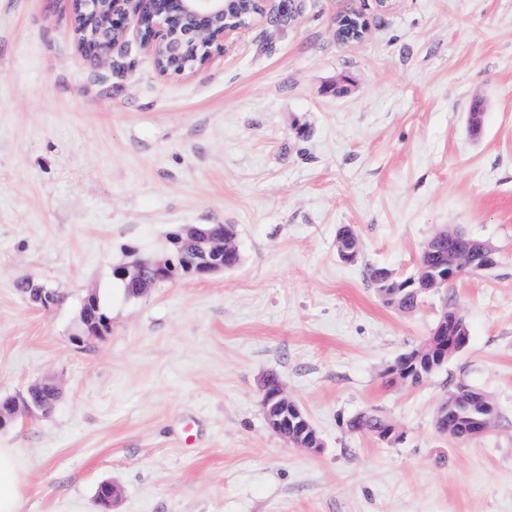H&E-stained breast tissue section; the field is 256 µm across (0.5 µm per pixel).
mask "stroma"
I'll return each mask as SVG.
<instances>
[{"label": "stroma", "instance_id": "stroma-1", "mask_svg": "<svg viewBox=\"0 0 512 512\" xmlns=\"http://www.w3.org/2000/svg\"><path fill=\"white\" fill-rule=\"evenodd\" d=\"M281 0L223 54L166 77L134 37L122 72L81 52L64 0H0V397L49 381L45 414L18 417L24 512H512V0ZM362 8L369 35L336 38ZM483 106L479 132L469 109ZM182 224H231L240 262L125 295L132 253L164 255ZM356 228V261L336 231ZM498 261L425 295L408 315L366 280L411 275L442 228ZM25 276L61 295L41 308ZM111 331L76 342L88 294ZM452 295L465 350L419 385L396 357ZM276 374L321 453L273 433ZM463 384L494 402L460 443L434 416ZM373 412L398 438L352 432Z\"/></svg>", "mask_w": 512, "mask_h": 512}]
</instances>
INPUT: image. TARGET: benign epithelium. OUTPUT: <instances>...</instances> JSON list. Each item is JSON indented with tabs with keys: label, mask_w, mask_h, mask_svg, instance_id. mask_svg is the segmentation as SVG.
I'll return each instance as SVG.
<instances>
[{
	"label": "benign epithelium",
	"mask_w": 512,
	"mask_h": 512,
	"mask_svg": "<svg viewBox=\"0 0 512 512\" xmlns=\"http://www.w3.org/2000/svg\"><path fill=\"white\" fill-rule=\"evenodd\" d=\"M75 24L81 50L96 64L123 65L112 59V47L128 34L139 41L155 58L168 67L159 70L166 76H181L194 71L224 52L228 37L247 25L227 22L225 17L236 0H66ZM236 249L234 238L224 232L196 235L185 252L175 256L137 258L116 267L114 276L129 280L139 290L181 275L204 279L224 271V253ZM261 402L269 428L288 439L300 427L310 428L306 415L289 401L282 386L267 383L261 387ZM40 400L14 398L0 415V430L15 423L21 413H46ZM488 411L466 417V437L486 433Z\"/></svg>",
	"instance_id": "7a95c632"
}]
</instances>
